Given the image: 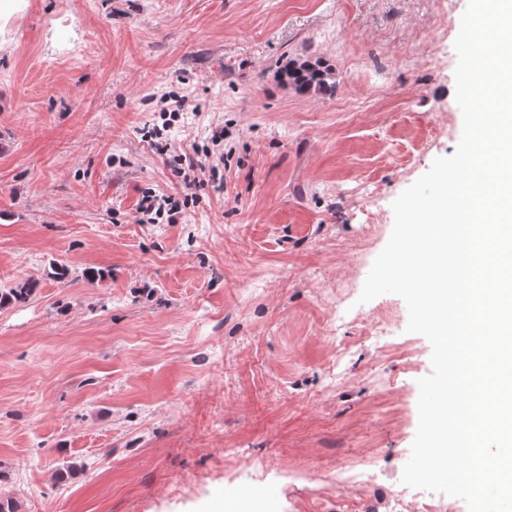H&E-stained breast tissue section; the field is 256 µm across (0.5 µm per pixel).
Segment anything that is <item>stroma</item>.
<instances>
[{"mask_svg": "<svg viewBox=\"0 0 512 512\" xmlns=\"http://www.w3.org/2000/svg\"><path fill=\"white\" fill-rule=\"evenodd\" d=\"M467 5L0 0V287L39 283L0 308V496L224 512L246 488L277 512H396L431 345L401 297L358 298L394 200L459 144L438 23ZM293 58L335 90L297 93ZM166 92L185 98L170 142L220 130L233 152L179 223L139 224L143 191L182 189L143 140ZM341 463L367 483L338 484Z\"/></svg>", "mask_w": 512, "mask_h": 512, "instance_id": "35a3bbf8", "label": "stroma"}]
</instances>
